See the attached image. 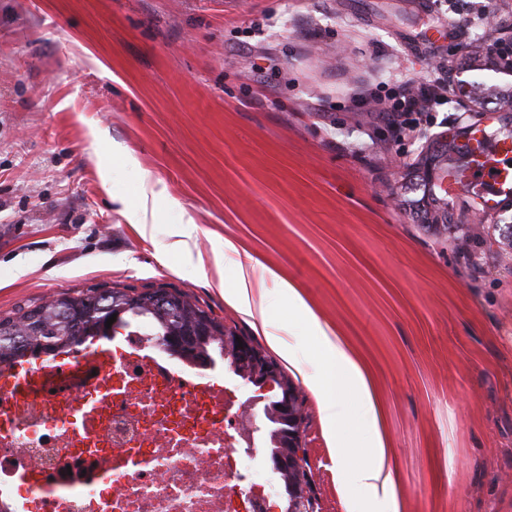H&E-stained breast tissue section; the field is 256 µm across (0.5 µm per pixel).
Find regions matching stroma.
Instances as JSON below:
<instances>
[{
    "label": "stroma",
    "instance_id": "stroma-1",
    "mask_svg": "<svg viewBox=\"0 0 512 512\" xmlns=\"http://www.w3.org/2000/svg\"><path fill=\"white\" fill-rule=\"evenodd\" d=\"M492 15L512 0H0V315L165 286L264 349L224 299L236 268L214 253L232 241L368 370L397 512H512V206L466 256L423 228L419 188L437 134L484 113L460 111L448 71L484 67ZM435 22L446 38L425 39ZM437 79L446 101L412 131L374 112ZM282 368L314 512H371Z\"/></svg>",
    "mask_w": 512,
    "mask_h": 512
}]
</instances>
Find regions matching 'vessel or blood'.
<instances>
[{
    "label": "vessel or blood",
    "mask_w": 512,
    "mask_h": 512,
    "mask_svg": "<svg viewBox=\"0 0 512 512\" xmlns=\"http://www.w3.org/2000/svg\"><path fill=\"white\" fill-rule=\"evenodd\" d=\"M496 119V114H486L483 122L471 125L460 135L467 163L449 169L443 179L448 196H471L482 214L498 212L512 203V140H490L488 127Z\"/></svg>",
    "instance_id": "1"
}]
</instances>
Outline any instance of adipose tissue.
Returning a JSON list of instances; mask_svg holds the SVG:
<instances>
[{"label": "adipose tissue", "mask_w": 512, "mask_h": 512, "mask_svg": "<svg viewBox=\"0 0 512 512\" xmlns=\"http://www.w3.org/2000/svg\"><path fill=\"white\" fill-rule=\"evenodd\" d=\"M287 296L293 310L304 318L322 346L320 359L305 358L297 341L285 339L270 311L272 293ZM225 300L251 317L269 344L302 373L305 382L318 394L324 424L331 439H338L348 420V410L341 397L344 387H351L360 402L358 416L368 429V448L364 457L344 449H334L337 466L344 473L347 487L373 496L388 504L395 489L386 471L385 450L378 430V411L367 376L338 336L325 328L316 314L277 269L249 259L238 262L236 281L224 291Z\"/></svg>", "instance_id": "obj_1"}]
</instances>
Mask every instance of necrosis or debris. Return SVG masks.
Here are the masks:
<instances>
[{
	"label": "necrosis or debris",
	"instance_id": "necrosis-or-debris-1",
	"mask_svg": "<svg viewBox=\"0 0 512 512\" xmlns=\"http://www.w3.org/2000/svg\"><path fill=\"white\" fill-rule=\"evenodd\" d=\"M147 347L132 330L112 370L36 358L50 375L32 392L0 365V512H271L234 394Z\"/></svg>",
	"mask_w": 512,
	"mask_h": 512
}]
</instances>
